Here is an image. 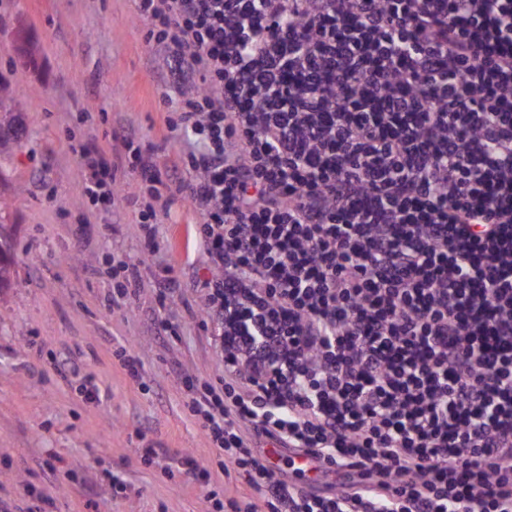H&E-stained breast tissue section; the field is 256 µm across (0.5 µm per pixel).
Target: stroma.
I'll use <instances>...</instances> for the list:
<instances>
[{
  "mask_svg": "<svg viewBox=\"0 0 512 512\" xmlns=\"http://www.w3.org/2000/svg\"><path fill=\"white\" fill-rule=\"evenodd\" d=\"M162 56L147 43L134 0H0V100L31 103L20 117L21 147L0 161V235L13 269L10 287L0 289V499L15 512H29L30 485L42 495L41 512H206L207 491L221 499L250 493L221 469L182 384L186 374L212 383L224 376L194 287L207 275L194 243L199 216L174 196L171 220L145 255L135 209L146 195L135 178H122L113 203L89 201L72 152L79 143L110 148L123 126L144 154L176 161L184 145L165 138ZM116 254L139 262L141 283L113 308ZM169 265L183 287L162 303ZM161 308L177 336L157 334ZM122 346L139 359V379L121 367ZM56 360L76 373L60 375ZM89 378L100 403L79 397ZM152 443L208 468V486L170 460L145 459Z\"/></svg>",
  "mask_w": 512,
  "mask_h": 512,
  "instance_id": "35a3bbf8",
  "label": "stroma"
}]
</instances>
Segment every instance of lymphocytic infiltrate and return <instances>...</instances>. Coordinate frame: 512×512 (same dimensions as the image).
Segmentation results:
<instances>
[{
    "instance_id": "lymphocytic-infiltrate-1",
    "label": "lymphocytic infiltrate",
    "mask_w": 512,
    "mask_h": 512,
    "mask_svg": "<svg viewBox=\"0 0 512 512\" xmlns=\"http://www.w3.org/2000/svg\"><path fill=\"white\" fill-rule=\"evenodd\" d=\"M177 99L131 173L182 195L222 385L193 417L252 495L212 512H512V0H136ZM337 483L300 490L263 444Z\"/></svg>"
}]
</instances>
